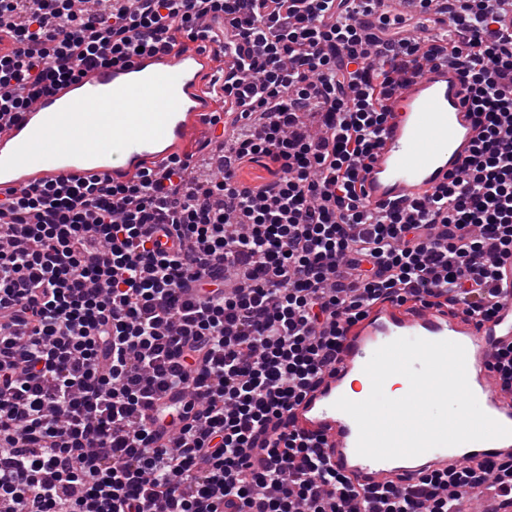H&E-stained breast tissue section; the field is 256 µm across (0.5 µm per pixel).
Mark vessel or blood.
I'll return each mask as SVG.
<instances>
[{
	"mask_svg": "<svg viewBox=\"0 0 512 512\" xmlns=\"http://www.w3.org/2000/svg\"><path fill=\"white\" fill-rule=\"evenodd\" d=\"M211 54V45L201 41L181 52L137 54L125 64L90 70L39 98L0 130V191L87 174L122 183L179 154L211 110L200 93L212 79ZM110 96L121 98L125 107L107 124L90 106ZM385 105L388 121L361 179L370 204L404 205L447 182L470 156L481 127L464 101L462 69L453 62H438L402 82ZM399 337L462 344L469 385L481 392L480 406L512 427V393L500 388L490 369L496 349L512 343L511 299L496 317L479 324L431 308L407 313L378 306L345 336L335 372L296 409L298 425L327 437L334 467L373 486L463 459L512 455V437L470 443L462 458L446 447L383 461L357 454V426L334 403L342 396L353 401L369 396L365 364L377 348Z\"/></svg>",
	"mask_w": 512,
	"mask_h": 512,
	"instance_id": "vessel-or-blood-1",
	"label": "vessel or blood"
}]
</instances>
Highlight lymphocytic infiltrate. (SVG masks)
Here are the masks:
<instances>
[{"label": "lymphocytic infiltrate", "instance_id": "lymphocytic-infiltrate-1", "mask_svg": "<svg viewBox=\"0 0 512 512\" xmlns=\"http://www.w3.org/2000/svg\"><path fill=\"white\" fill-rule=\"evenodd\" d=\"M0 0V126L85 70L208 40L224 177L180 159L0 197V512H456L512 457L367 488L292 422L378 304L496 315L512 291V0ZM375 14L374 23L364 21ZM449 57L481 126L444 185L372 211L398 76ZM264 159L266 179L244 170ZM170 247H163V240ZM181 411L148 410L173 391Z\"/></svg>", "mask_w": 512, "mask_h": 512}]
</instances>
